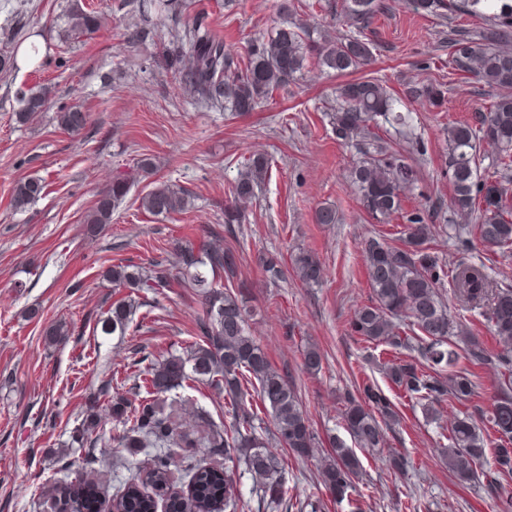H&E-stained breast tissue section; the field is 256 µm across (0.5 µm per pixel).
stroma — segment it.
I'll return each instance as SVG.
<instances>
[{
    "instance_id": "stroma-1",
    "label": "stroma",
    "mask_w": 512,
    "mask_h": 512,
    "mask_svg": "<svg viewBox=\"0 0 512 512\" xmlns=\"http://www.w3.org/2000/svg\"><path fill=\"white\" fill-rule=\"evenodd\" d=\"M75 0H0V56L21 43L42 38L39 72L30 67L0 70V512H39L38 495L63 467L96 470L105 497H113L137 468L114 448L112 397L133 398L134 365L142 356L161 359L198 343L203 310L188 288L141 289L127 335L97 331L121 292L102 276L117 264L150 266L174 259L179 242L200 243L222 234L240 256L238 278L245 285L252 316L249 332L280 370L296 383L308 418L320 436L345 437L344 394L373 384L398 407L403 423L388 436L390 449L405 453L409 476L390 473L382 456L360 451L365 472L351 493L362 512H406L408 499L426 512H512V500L489 496L484 484L463 487L440 460L444 439L438 421L392 388L383 366L386 347L370 348L351 332L354 312L370 300L361 253L364 239L383 233L401 243V216L381 223L360 207L347 178L358 150L342 145L329 122L335 106V75L305 70L288 89L275 93L258 112L238 116L184 94L182 76L161 54L183 33L185 22L154 17L141 42L129 35L140 24L139 0H94L102 27L83 41L67 40L62 15ZM195 0L224 46L245 54L270 28L289 20L303 26L308 48L331 29L341 0ZM365 36L378 49L372 67L391 93L410 80H437L449 87L446 111L428 101L411 104L412 146L395 132L384 138L409 156L420 180L404 197V209L430 214L431 246L446 263L459 259L485 266L494 286L512 289V250H488L449 237L451 194L443 127L449 118L472 115L497 95L495 89L462 80L449 63L447 16L420 15L404 0H389ZM45 85L49 101L38 118L16 120L18 87ZM88 112L83 130L71 134L56 119L60 109ZM260 154L268 176L245 205L246 222L225 233L224 205L242 162ZM150 159L152 175L137 169ZM131 185L112 221L89 234L84 217L116 176ZM47 181L43 196L28 209L11 205L17 182ZM187 189L191 206L167 218L143 210L140 199L154 183ZM331 206L334 224H319L315 212ZM307 250L324 268L322 283L303 285L291 270V256ZM277 255L283 278L270 280L256 265L258 252ZM67 324L69 336L49 345L47 329ZM313 344L324 355L319 374L301 370V351ZM173 398L212 421L224 420V398L202 383L173 390ZM95 407L102 422L94 446L70 447L72 429ZM294 500L322 504L323 512H351L320 481L316 460L287 457Z\"/></svg>"
}]
</instances>
